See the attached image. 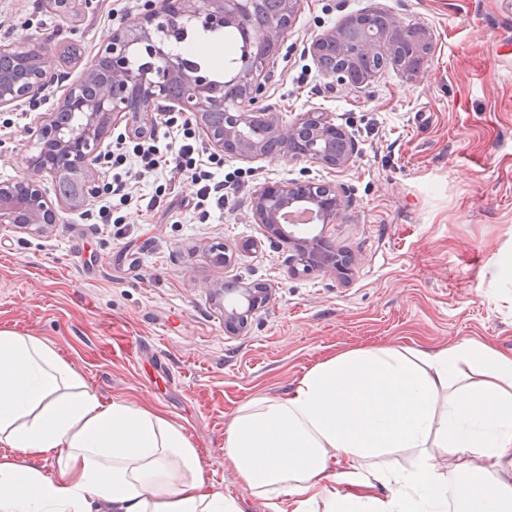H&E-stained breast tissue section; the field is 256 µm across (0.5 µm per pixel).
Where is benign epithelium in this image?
<instances>
[{
	"label": "benign epithelium",
	"mask_w": 512,
	"mask_h": 512,
	"mask_svg": "<svg viewBox=\"0 0 512 512\" xmlns=\"http://www.w3.org/2000/svg\"><path fill=\"white\" fill-rule=\"evenodd\" d=\"M300 0H282L278 20L265 27L261 36L251 42L249 65L225 83L213 82L198 74L190 65L173 57L168 46L156 37L170 17L169 6L176 4L189 13L203 9L208 22L222 26L238 21L246 11L260 6L262 0H149L146 13L125 19L102 40L96 60L83 77L67 86L60 105L82 114L83 122L69 132L59 128L50 116L40 126L45 150L37 158L27 160L30 170L55 176L93 168L103 151L105 137L112 125L122 118L140 116L158 106L171 112H184L193 117L205 131L211 144L220 152L243 159L263 156L257 142L243 133L246 125L254 126L268 136L279 139L283 146L296 145L297 157H306L331 168L347 166L355 145L346 132L337 127L323 112H307L296 121L285 124L273 112H255L248 103L257 91V82L291 29ZM377 12L388 18V26L380 37L367 34L371 13H362L346 20L336 29L322 35L313 44V54L332 46L340 51L343 68L337 80L349 87L359 86L361 61L377 57L383 46L397 50L407 30L416 31L423 42H429L426 29L400 25L388 11ZM11 51L24 59V76L0 82V107L19 102H32L55 79L49 55L33 44H2L0 52ZM139 51L156 63L151 70H135L130 56ZM176 83L183 89L181 97L172 99L165 87ZM224 111L221 129L209 125L210 114ZM293 203H308L324 224L335 221L340 197L331 183L295 180L266 185L255 192L253 210L256 223L266 232L288 243L293 270L311 272L320 269L323 256L316 244L288 234L278 222L280 211ZM59 221L56 204L47 196L40 182L33 177L0 182V224L18 228H45ZM245 310L226 315L230 321L245 322L261 303V295L249 290Z\"/></svg>",
	"instance_id": "obj_1"
}]
</instances>
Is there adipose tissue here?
<instances>
[{
    "instance_id": "1",
    "label": "adipose tissue",
    "mask_w": 512,
    "mask_h": 512,
    "mask_svg": "<svg viewBox=\"0 0 512 512\" xmlns=\"http://www.w3.org/2000/svg\"><path fill=\"white\" fill-rule=\"evenodd\" d=\"M0 443V512H240L184 430L104 403L52 345L18 332H0ZM224 461L290 512H512V356L474 340L337 354L286 395L242 405ZM337 481L388 493L340 495Z\"/></svg>"
}]
</instances>
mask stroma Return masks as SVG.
Instances as JSON below:
<instances>
[{
  "label": "stroma",
  "instance_id": "stroma-1",
  "mask_svg": "<svg viewBox=\"0 0 512 512\" xmlns=\"http://www.w3.org/2000/svg\"><path fill=\"white\" fill-rule=\"evenodd\" d=\"M72 17L47 0H0V41L44 42L59 79L0 130V181L22 175L42 143L32 132L78 80L106 33L145 0H73ZM383 8L427 29L422 75L385 69L360 89L321 72L312 45L351 16ZM255 108L290 123L325 112L355 140L348 166L307 158H224L237 182L223 211L192 209L175 178L127 223H85L61 208L58 224L26 232L0 224V332L38 337L107 402L122 400L180 426L215 489L241 512H273L224 464V428L259 394L290 390L316 363L360 347L428 353L462 340L512 355V279L490 272L512 259V0H301ZM336 183L341 206L319 237L347 250V273L293 274L288 245L269 237L252 198L271 183ZM224 246L228 264L207 258ZM270 295L236 330L224 282Z\"/></svg>",
  "mask_w": 512,
  "mask_h": 512
}]
</instances>
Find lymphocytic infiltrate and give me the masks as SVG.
<instances>
[{
  "mask_svg": "<svg viewBox=\"0 0 512 512\" xmlns=\"http://www.w3.org/2000/svg\"><path fill=\"white\" fill-rule=\"evenodd\" d=\"M105 162L112 180L105 187L107 197L99 206V223H114L115 206L130 205L128 186L163 173L190 180L196 188L197 209L224 208V161L217 156H202L188 121L168 114L161 129H146L129 136H117Z\"/></svg>",
  "mask_w": 512,
  "mask_h": 512,
  "instance_id": "1",
  "label": "lymphocytic infiltrate"
}]
</instances>
